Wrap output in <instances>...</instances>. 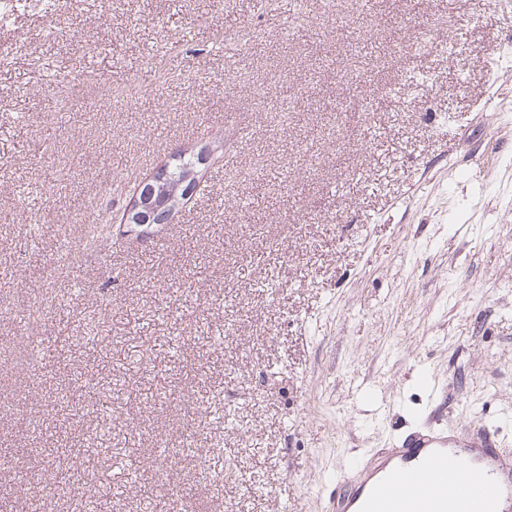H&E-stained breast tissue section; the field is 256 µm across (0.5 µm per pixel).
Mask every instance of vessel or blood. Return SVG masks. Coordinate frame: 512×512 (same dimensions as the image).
Here are the masks:
<instances>
[{"label": "vessel or blood", "instance_id": "1", "mask_svg": "<svg viewBox=\"0 0 512 512\" xmlns=\"http://www.w3.org/2000/svg\"><path fill=\"white\" fill-rule=\"evenodd\" d=\"M324 512H512V450L481 426L414 433L351 470Z\"/></svg>", "mask_w": 512, "mask_h": 512}]
</instances>
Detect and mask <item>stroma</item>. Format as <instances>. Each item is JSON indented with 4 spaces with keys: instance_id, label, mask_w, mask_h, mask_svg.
<instances>
[{
    "instance_id": "obj_1",
    "label": "stroma",
    "mask_w": 512,
    "mask_h": 512,
    "mask_svg": "<svg viewBox=\"0 0 512 512\" xmlns=\"http://www.w3.org/2000/svg\"><path fill=\"white\" fill-rule=\"evenodd\" d=\"M290 3L0 0V512L67 448L112 512H322L426 428L512 448V0ZM107 381L139 395L71 407ZM165 177V175L156 173L150 180L139 186L127 205V214L122 221L123 224L129 223L127 217L130 211L139 213L140 219H143L144 224H147L150 220V214L158 207V204L167 205L169 203L168 183ZM144 224H137V226Z\"/></svg>"
}]
</instances>
